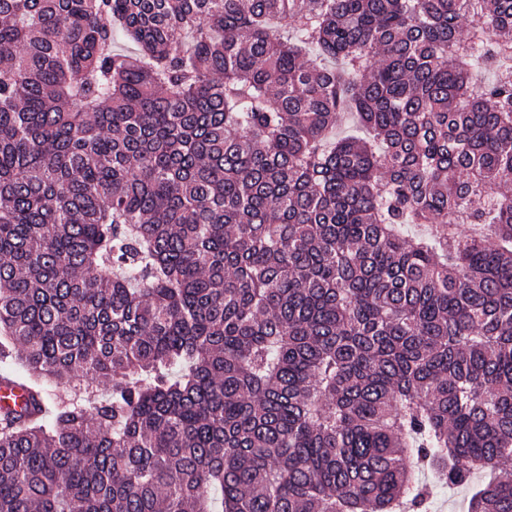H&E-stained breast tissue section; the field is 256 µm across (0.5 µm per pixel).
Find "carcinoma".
Instances as JSON below:
<instances>
[{
	"instance_id": "obj_1",
	"label": "carcinoma",
	"mask_w": 512,
	"mask_h": 512,
	"mask_svg": "<svg viewBox=\"0 0 512 512\" xmlns=\"http://www.w3.org/2000/svg\"><path fill=\"white\" fill-rule=\"evenodd\" d=\"M511 184L512 0H0V512H512ZM467 491L437 484L433 488L429 512H463Z\"/></svg>"
}]
</instances>
